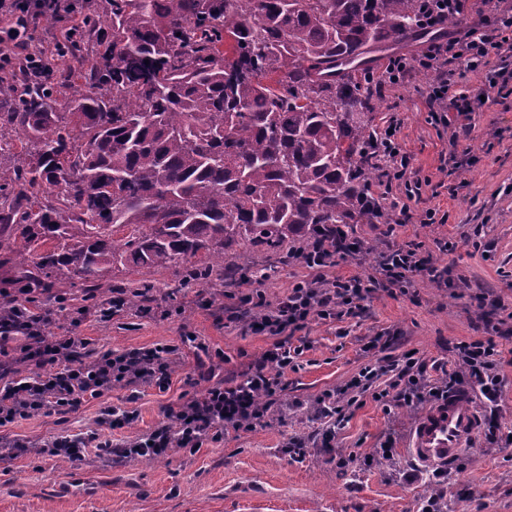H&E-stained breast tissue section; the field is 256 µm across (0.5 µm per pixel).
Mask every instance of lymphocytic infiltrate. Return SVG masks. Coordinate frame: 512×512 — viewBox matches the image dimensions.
<instances>
[{
	"label": "lymphocytic infiltrate",
	"mask_w": 512,
	"mask_h": 512,
	"mask_svg": "<svg viewBox=\"0 0 512 512\" xmlns=\"http://www.w3.org/2000/svg\"><path fill=\"white\" fill-rule=\"evenodd\" d=\"M419 27L429 30L448 16L464 19L477 16L474 26L460 30L442 41L429 43L420 54L390 57L381 76L382 82L397 84L411 73L424 71L433 77L428 96L430 122L451 128L452 139L468 135L472 116L482 111L480 92L456 91L461 69L482 70L492 74V84L507 89L512 84V0H495L491 9H480L477 0H422ZM402 121L392 115L382 121L380 136L384 150L373 152L371 160L378 171L370 187L372 196L386 200L404 193L413 199L420 180L407 175L408 156L401 140ZM319 249L321 260L308 261L309 278L295 282L275 302L263 296L250 301L263 318L256 331L272 336L274 342L262 356L247 364L240 377L205 389L168 407L167 420L153 430L137 435H121V428L135 421L133 408L104 409L110 435L95 430L65 431L42 444L18 435L3 434V427L37 412L70 415L80 410L87 399L105 396L115 384L130 389L145 386L164 387L171 365L178 359L176 347L166 345L149 350H133L120 355L92 356L86 338L73 333L50 332L51 310H27L25 314L0 320V460H11L19 452L32 451L56 458L80 457L83 449H96L99 456L115 465L138 458L166 456L172 446L191 452L207 442L222 439L226 428L251 430L269 422L282 404L281 381L270 376L267 366L279 371L293 368L294 357L288 339L305 328L312 318L323 320L358 315L363 309L367 289L361 276H332V269L344 259L341 241L324 240ZM378 273L383 282L402 287L411 274L443 282L447 268L420 256L416 249L392 247L381 252ZM499 352L493 341L477 339L461 343L459 370L449 373L442 383L430 380L429 366L414 355L393 359L385 364L365 365L343 387L324 391L315 401L314 419L325 422L321 432L323 447H332L335 425L343 419L344 409L358 398L371 395L383 406L411 407L436 404L452 392H475L484 414L482 431L486 447L512 444L500 420L504 379L499 372ZM394 373L388 389L374 391L373 380L379 372ZM406 482L425 481L429 494L419 500L417 512H447L448 472L443 468L404 471Z\"/></svg>",
	"instance_id": "lymphocytic-infiltrate-1"
}]
</instances>
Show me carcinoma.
Listing matches in <instances>:
<instances>
[{
    "mask_svg": "<svg viewBox=\"0 0 512 512\" xmlns=\"http://www.w3.org/2000/svg\"><path fill=\"white\" fill-rule=\"evenodd\" d=\"M70 0L32 62L0 75V266L34 302L150 275L267 281L253 250L307 252L367 203L371 93L358 73L417 29L419 0ZM73 92L59 99L60 89Z\"/></svg>",
    "mask_w": 512,
    "mask_h": 512,
    "instance_id": "cac0c4a2",
    "label": "carcinoma"
}]
</instances>
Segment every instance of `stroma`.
Segmentation results:
<instances>
[{
	"instance_id": "obj_1",
	"label": "stroma",
	"mask_w": 512,
	"mask_h": 512,
	"mask_svg": "<svg viewBox=\"0 0 512 512\" xmlns=\"http://www.w3.org/2000/svg\"><path fill=\"white\" fill-rule=\"evenodd\" d=\"M431 83L430 75L417 71L401 84L378 89L376 110L383 117L399 113L409 168L423 184L410 202V219L397 225L393 236H386L382 224L355 225L362 251L334 273L371 277L381 251L409 243L447 266L446 282L414 274L405 288H374L360 317L312 320L292 339L304 350L296 369L281 378L289 402L281 419L228 431L195 453L176 450L153 462L115 466L96 459L90 448L65 463L23 453L0 467V512H416L427 488L407 483L401 473L412 463L406 436L420 412L396 408L388 414L365 396L345 409L335 449H309L297 462L284 445L291 437L313 435L308 406L366 364L413 353L453 368L458 343L487 336L477 296L499 298L501 307L492 317L512 327V95L492 97L485 111L475 113L470 135L454 141L429 120ZM453 153L465 154V165L443 172V159ZM429 208L447 215V223H419ZM175 285L171 271L156 274L157 303L150 315L79 320L78 333L97 352L180 348L182 358L166 388L141 391L135 403L139 417L124 428L127 436L152 430L168 405L238 375L273 343L265 334L225 326L218 308L223 289L199 294ZM379 333L387 335L386 346L365 351ZM128 395V389L117 388L68 418L39 413L18 420L10 431L34 440L65 430L100 431L103 407H125ZM395 422L402 436L393 459L372 460L379 439ZM336 452L353 455V463L338 468L332 460ZM459 462L448 479L450 512H512V446L478 444L461 453Z\"/></svg>"
}]
</instances>
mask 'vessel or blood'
I'll return each instance as SVG.
<instances>
[{
	"label": "vessel or blood",
	"instance_id": "b4317fda",
	"mask_svg": "<svg viewBox=\"0 0 512 512\" xmlns=\"http://www.w3.org/2000/svg\"><path fill=\"white\" fill-rule=\"evenodd\" d=\"M477 428V414L472 406L452 397L432 408L411 429L407 451L417 465L439 467L459 456Z\"/></svg>",
	"mask_w": 512,
	"mask_h": 512
}]
</instances>
